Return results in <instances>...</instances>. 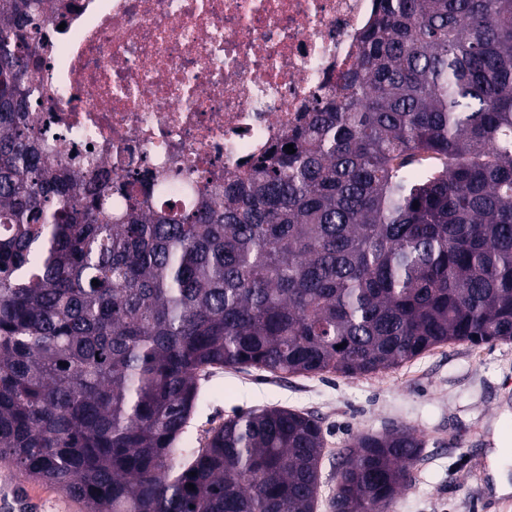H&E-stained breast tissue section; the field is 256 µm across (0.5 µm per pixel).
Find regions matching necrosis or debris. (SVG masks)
Here are the masks:
<instances>
[{"mask_svg": "<svg viewBox=\"0 0 512 512\" xmlns=\"http://www.w3.org/2000/svg\"><path fill=\"white\" fill-rule=\"evenodd\" d=\"M376 0H51L33 127L73 170L223 183L355 61Z\"/></svg>", "mask_w": 512, "mask_h": 512, "instance_id": "4bbe7bcc", "label": "necrosis or debris"}]
</instances>
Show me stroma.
Segmentation results:
<instances>
[{
  "label": "stroma",
  "instance_id": "stroma-1",
  "mask_svg": "<svg viewBox=\"0 0 512 512\" xmlns=\"http://www.w3.org/2000/svg\"><path fill=\"white\" fill-rule=\"evenodd\" d=\"M185 438L202 448L208 430L239 411L280 407L312 415L325 448L316 512H332L340 452L355 435L414 428L424 448L414 481L388 512H512V493L492 487V454L512 472V341L452 342L365 376L279 377L254 368L215 370ZM0 512H83L52 486L21 482L0 462Z\"/></svg>",
  "mask_w": 512,
  "mask_h": 512
}]
</instances>
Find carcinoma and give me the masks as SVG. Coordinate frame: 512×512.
<instances>
[{
	"label": "carcinoma",
	"instance_id": "carcinoma-1",
	"mask_svg": "<svg viewBox=\"0 0 512 512\" xmlns=\"http://www.w3.org/2000/svg\"><path fill=\"white\" fill-rule=\"evenodd\" d=\"M377 2L338 91L187 208L45 152L29 59L50 15L0 0V459L18 478L85 512H315L325 440L302 412H238L170 477L201 378L354 377L512 340V0ZM422 448L407 426L355 437L333 512H388Z\"/></svg>",
	"mask_w": 512,
	"mask_h": 512
}]
</instances>
